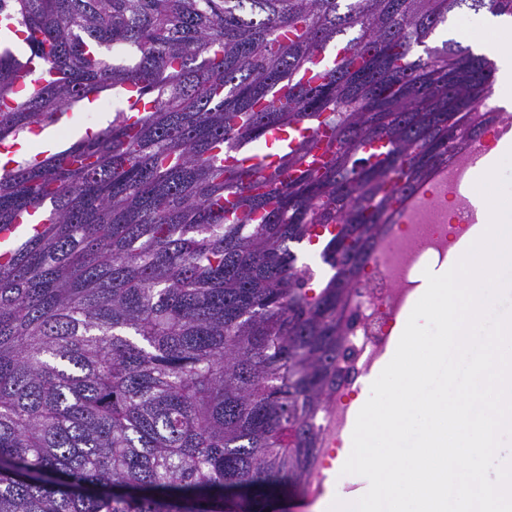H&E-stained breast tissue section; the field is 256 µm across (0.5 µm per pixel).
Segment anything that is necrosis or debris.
Wrapping results in <instances>:
<instances>
[{
  "instance_id": "4bbe7bcc",
  "label": "necrosis or debris",
  "mask_w": 512,
  "mask_h": 512,
  "mask_svg": "<svg viewBox=\"0 0 512 512\" xmlns=\"http://www.w3.org/2000/svg\"><path fill=\"white\" fill-rule=\"evenodd\" d=\"M467 156L464 150L456 153L447 168L424 185V193L431 197L425 215L391 225L354 286L336 392L321 415L319 454H326L335 439L343 438L349 425L350 396L387 349L391 325L415 291L418 269L444 261L454 244L480 221Z\"/></svg>"
}]
</instances>
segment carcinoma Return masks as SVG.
Instances as JSON below:
<instances>
[{
	"label": "carcinoma",
	"mask_w": 512,
	"mask_h": 512,
	"mask_svg": "<svg viewBox=\"0 0 512 512\" xmlns=\"http://www.w3.org/2000/svg\"><path fill=\"white\" fill-rule=\"evenodd\" d=\"M486 12L512 0H0V145L137 90L106 127L0 165V228L42 215L0 261V512H265L304 492L353 285L499 119L493 64L428 46ZM32 60L49 77L21 88ZM320 125L321 165L305 139L274 167L224 164ZM318 227L333 274L311 295L291 245Z\"/></svg>",
	"instance_id": "cac0c4a2"
}]
</instances>
